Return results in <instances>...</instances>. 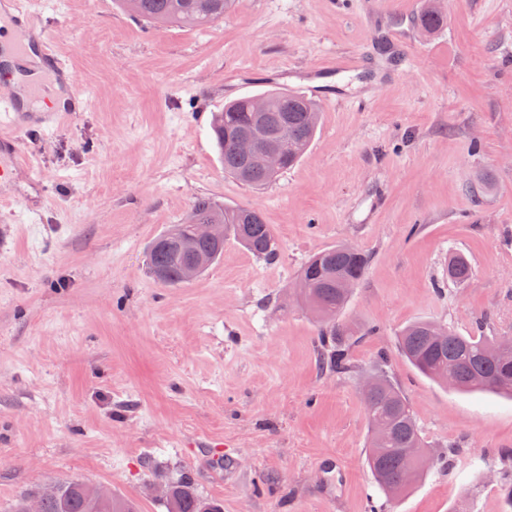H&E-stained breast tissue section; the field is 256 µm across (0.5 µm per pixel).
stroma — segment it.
Returning <instances> with one entry per match:
<instances>
[{
    "instance_id": "obj_1",
    "label": "stroma",
    "mask_w": 512,
    "mask_h": 512,
    "mask_svg": "<svg viewBox=\"0 0 512 512\" xmlns=\"http://www.w3.org/2000/svg\"><path fill=\"white\" fill-rule=\"evenodd\" d=\"M432 1L448 21L425 36L414 19ZM25 6L89 104L14 129L32 170L0 186V512L69 480L165 512L158 490L182 474L224 512H502L512 400L438 385L396 342L420 319L512 337V0H236L201 27L116 0ZM379 25L414 59L387 81L348 66L384 65ZM331 62L342 71L315 78ZM314 81L301 161L259 189L225 175L213 113ZM199 196L259 210L276 254L230 238L202 275L162 286L148 248ZM339 243L369 258L339 321L375 330L342 374L320 369L295 290ZM454 253L473 268L458 286ZM383 352L434 453L458 447L391 502L360 393Z\"/></svg>"
}]
</instances>
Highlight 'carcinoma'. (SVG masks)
I'll list each match as a JSON object with an SVG mask.
<instances>
[{"label": "carcinoma", "mask_w": 512, "mask_h": 512, "mask_svg": "<svg viewBox=\"0 0 512 512\" xmlns=\"http://www.w3.org/2000/svg\"><path fill=\"white\" fill-rule=\"evenodd\" d=\"M233 0H120L123 9L148 22L169 25L204 26L224 16ZM418 29L425 35L439 30L445 15L435 7H425L416 18ZM267 102L263 125L269 131L285 129L294 140V152L285 155L282 169L293 166L304 154L319 126L320 109L316 102L300 93L275 91L261 94ZM251 97L235 99L216 112L212 131L224 172L237 181L263 187L278 176L268 172L250 157L241 154L238 138L253 127ZM195 224H223L226 235L232 236L250 250L264 257L274 255L275 239L261 214L249 208L223 206L207 196H199L192 204L185 221L176 225L180 233H192ZM369 260L361 250L340 243L323 250L309 260L299 274L305 286V300L325 327L323 364L338 373L350 369L349 344L354 332L340 326L336 318L349 300L352 288L364 278ZM150 273L160 274L158 282L165 286L183 284L181 270L184 255L176 243L160 245L155 240L149 252ZM473 270L462 255L448 259V280L465 283ZM430 321H416L398 336V353L421 374L438 384L443 377L453 380V390L488 391L512 397V353L499 354L504 345L512 347V338L484 339L461 336L454 330L438 343L428 335ZM382 385L362 396L369 431L367 464L370 471L389 496H399L410 488L406 472L418 466V460L406 456V448H425L413 410L402 390L387 376H381ZM41 499V512H137L136 504L117 496L112 506L92 505L84 496L82 482L65 481L51 489L36 492ZM167 512H223L218 501H206L194 492L188 478L168 485L164 498Z\"/></svg>", "instance_id": "1"}]
</instances>
